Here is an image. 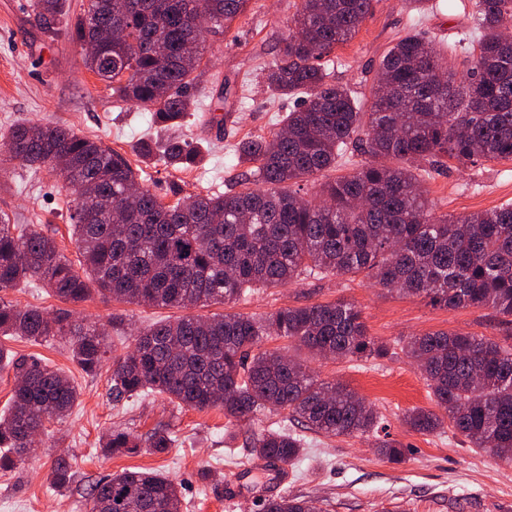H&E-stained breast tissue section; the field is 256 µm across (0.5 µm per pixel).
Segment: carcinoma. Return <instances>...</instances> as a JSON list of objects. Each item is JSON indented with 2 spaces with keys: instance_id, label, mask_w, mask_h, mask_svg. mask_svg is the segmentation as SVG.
<instances>
[{
  "instance_id": "carcinoma-1",
  "label": "carcinoma",
  "mask_w": 512,
  "mask_h": 512,
  "mask_svg": "<svg viewBox=\"0 0 512 512\" xmlns=\"http://www.w3.org/2000/svg\"><path fill=\"white\" fill-rule=\"evenodd\" d=\"M63 0H33L46 32L56 31ZM251 0H88L73 31L80 46L112 39L85 65L112 95L142 105L163 129L190 110V89L201 67L205 30L227 29ZM372 0H300L290 33L263 67L269 90L303 97L267 135L233 145L247 166L239 191L164 203L118 151L65 124H22L0 141V156L56 171L74 189L70 242L80 269L42 224H12L0 214V293L37 284L63 303L97 291L105 299L151 307L230 303L262 288L310 276L364 275L407 296L448 310L487 307L512 317V205L461 218L436 216L422 190L421 161L448 156L461 165L512 159V0H471V29L458 45L466 53L459 77L422 32L414 29L382 56L370 98L360 100L333 79L330 58L370 13ZM477 38L470 49L471 38ZM355 147L370 157L354 172L328 178L311 199L291 186L326 175ZM139 162L176 170L200 162L179 135L142 143ZM0 335L64 340L87 374L100 369L108 332L68 311L49 314L0 296ZM270 336L323 358L380 359L395 348L419 367L443 410L413 408L410 429L432 434L448 425L470 448L512 462V343L469 333L437 331L384 343L368 334L360 310L338 300L285 307L254 317L227 313L162 320L138 331L112 358L116 399L158 394L199 411L220 408L232 424L261 411L327 436L367 434L377 412L340 382L320 379L295 354L262 349ZM16 386L0 412V469L14 468L27 436L61 423L80 393L61 370L39 361H9ZM169 429L141 438L112 429L100 443L110 455L141 448L161 454ZM250 459L288 466L303 454V435L267 427L245 440ZM391 463L408 449L384 441ZM50 482L66 487L72 464L59 457ZM181 488L156 471L124 470L98 481L89 512H182ZM263 512H316L308 499L268 498Z\"/></svg>"
}]
</instances>
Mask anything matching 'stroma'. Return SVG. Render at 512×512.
<instances>
[{"label":"stroma","instance_id":"1","mask_svg":"<svg viewBox=\"0 0 512 512\" xmlns=\"http://www.w3.org/2000/svg\"><path fill=\"white\" fill-rule=\"evenodd\" d=\"M465 2L430 0L419 11L408 0H373L357 33L334 51L336 82L356 97H369L381 55L414 23L433 39L457 74H465L464 57L453 50L471 24ZM298 3L252 0L251 11L228 30L207 33L203 74L180 129L183 138L197 146L201 161L187 171L159 164L143 173L145 185L163 202L237 189L242 169L233 145L244 136L276 129L282 115L297 106V99L268 91L259 67L274 60L277 42L288 35ZM86 5L87 0H65L60 30L50 35L35 18L30 0H0V136L30 122L66 123L132 160L141 142L163 139L165 133L148 109L116 100L106 83L87 69L84 49L71 39ZM221 95L226 98L224 129L210 138L204 134L206 118ZM422 186L439 215L464 217L512 204V159L468 166L448 160L435 167ZM0 213L14 224L45 225L68 258H75L69 240L70 193L60 176L36 173L17 162L0 165ZM339 299L356 305L370 334L390 344L437 331L474 333L500 342L512 338V322L492 309L449 310L388 291L361 275L310 277L261 289L228 306L213 303L200 313L263 316L283 307ZM73 309L78 316L111 325L110 342L117 355L131 344L136 328L180 315L176 309L107 301L96 293ZM0 347L7 356L61 369L81 393L63 423L48 424L36 452L25 455L15 469L0 471V512H88L96 482L123 470L145 469L180 484L183 512H261L265 499L284 493L313 500L319 512H503L512 504V465L469 448L450 431L421 434L403 425L406 411L430 409L434 403L415 363L401 354L377 361L307 358L321 379L342 382L363 397L378 412L379 428L356 437L308 433L303 455L288 468L287 484L259 471L229 498L225 483L246 462L248 431L285 423L284 413L264 412L246 428L228 423L222 410L187 409L160 395L117 401L110 393L111 361L88 375L56 340L7 336L0 339ZM159 426L174 435L166 453L142 449L113 457L99 446L110 429L143 436ZM385 441L406 446L407 461L396 465L381 457L378 447ZM60 456L69 459L74 471L73 481L63 490L48 479ZM205 468L211 472L206 480L200 476Z\"/></svg>","mask_w":512,"mask_h":512}]
</instances>
